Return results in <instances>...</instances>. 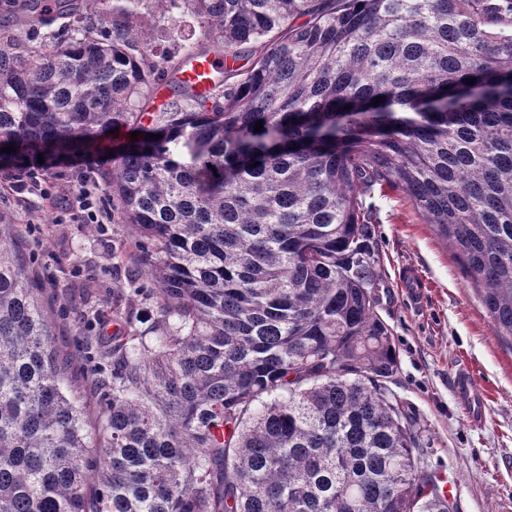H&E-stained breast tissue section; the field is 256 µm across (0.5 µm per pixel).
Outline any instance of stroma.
<instances>
[{
	"instance_id": "obj_1",
	"label": "stroma",
	"mask_w": 512,
	"mask_h": 512,
	"mask_svg": "<svg viewBox=\"0 0 512 512\" xmlns=\"http://www.w3.org/2000/svg\"><path fill=\"white\" fill-rule=\"evenodd\" d=\"M24 173L0 171V222L19 225L24 254L37 269L44 299L55 312L57 339L73 355L75 373L89 365L87 342L111 346L129 323L148 327L150 290L133 292L130 267L113 252L131 250L125 225L116 223L96 172L58 168L43 176V193L16 192ZM89 189L99 201V223L75 206L72 190ZM374 242L390 286L377 312L392 331L398 369L387 381L413 407L422 430L421 459L455 480L460 512H499L512 499V345L494 334L480 296L463 277L446 242L398 190L375 193ZM417 275L409 285L406 271ZM468 369L488 396L484 421L469 424L453 393L456 371Z\"/></svg>"
}]
</instances>
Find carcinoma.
I'll return each mask as SVG.
<instances>
[{"mask_svg":"<svg viewBox=\"0 0 512 512\" xmlns=\"http://www.w3.org/2000/svg\"><path fill=\"white\" fill-rule=\"evenodd\" d=\"M115 128L155 317L76 376L0 224V512H459L385 385L365 197L406 193L512 345V0H0V156ZM190 66L181 74L183 80L196 83L199 88L207 86L206 77L221 68L224 60L221 57L208 56L189 62Z\"/></svg>","mask_w":512,"mask_h":512,"instance_id":"1","label":"carcinoma"}]
</instances>
